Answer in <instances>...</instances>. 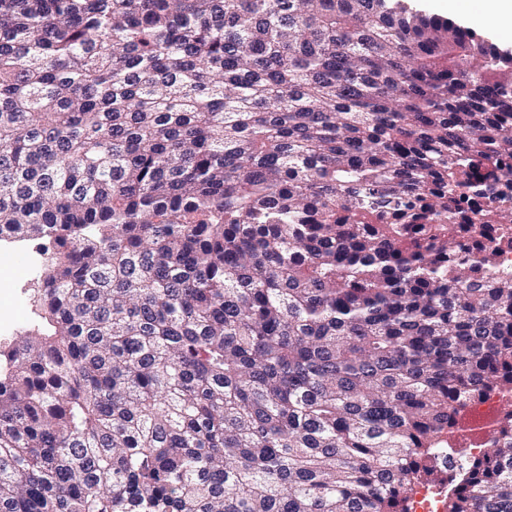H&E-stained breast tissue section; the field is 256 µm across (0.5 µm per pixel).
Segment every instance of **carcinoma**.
<instances>
[{
	"label": "carcinoma",
	"instance_id": "cac0c4a2",
	"mask_svg": "<svg viewBox=\"0 0 512 512\" xmlns=\"http://www.w3.org/2000/svg\"><path fill=\"white\" fill-rule=\"evenodd\" d=\"M17 237L50 331L0 371V512H512V54L476 31L0 0Z\"/></svg>",
	"mask_w": 512,
	"mask_h": 512
}]
</instances>
